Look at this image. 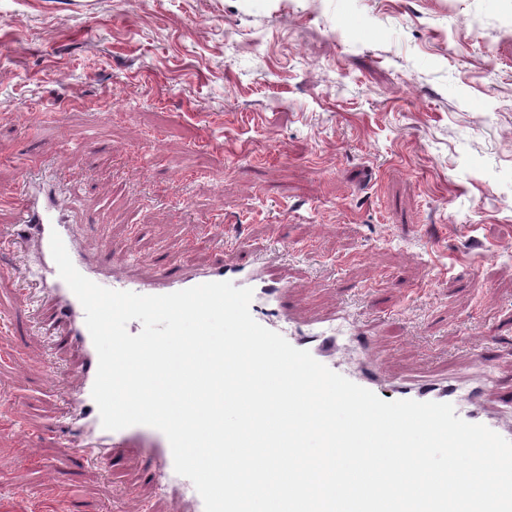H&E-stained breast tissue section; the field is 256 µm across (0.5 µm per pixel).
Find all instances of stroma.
Here are the masks:
<instances>
[{
    "label": "stroma",
    "mask_w": 512,
    "mask_h": 512,
    "mask_svg": "<svg viewBox=\"0 0 512 512\" xmlns=\"http://www.w3.org/2000/svg\"><path fill=\"white\" fill-rule=\"evenodd\" d=\"M31 159L82 250L260 254L343 367L512 385V0H0V198ZM37 255L0 252V512H171L135 453L60 470Z\"/></svg>",
    "instance_id": "35a3bbf8"
}]
</instances>
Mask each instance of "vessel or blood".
<instances>
[{
  "label": "vessel or blood",
  "instance_id": "obj_1",
  "mask_svg": "<svg viewBox=\"0 0 512 512\" xmlns=\"http://www.w3.org/2000/svg\"><path fill=\"white\" fill-rule=\"evenodd\" d=\"M13 207L16 221L21 226L20 239L34 241L42 252L43 263L37 280L56 306L62 324L60 341L76 346L82 353V360L74 369L79 386L68 396L75 416L58 442L60 461L83 460L108 469L115 460L129 452H138L146 460L153 479L169 488L172 512H204L203 501L193 483L175 473L171 447L161 431L142 425L119 431H108L102 427L98 407L92 398L98 355L85 323L84 309L58 274L50 251V235L59 233L80 273L109 289L160 295L219 281L252 288L250 312L260 325L268 329L273 328L275 319L290 317L296 304L287 279L273 276L260 263L245 264L229 257L213 266L201 268L185 265L174 257L159 263L150 278L121 276L113 270L108 250H101L93 256L81 250L78 243L79 217L53 185L46 182L36 185L30 180H23ZM289 342L295 348L309 351L317 361L329 363L332 371L341 370L338 363L328 362L323 352L324 346L330 345V338H323L318 343L301 334L290 337ZM393 397L397 400L450 403L463 420L485 425L512 441V423H503L494 413L473 405L471 397L462 396L455 385L428 387L400 380L396 383Z\"/></svg>",
  "mask_w": 512,
  "mask_h": 512
}]
</instances>
